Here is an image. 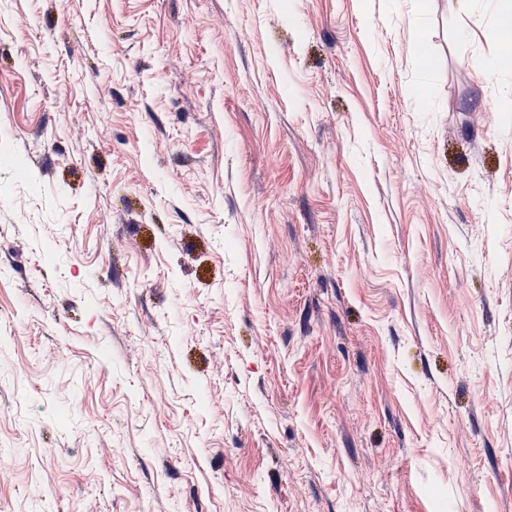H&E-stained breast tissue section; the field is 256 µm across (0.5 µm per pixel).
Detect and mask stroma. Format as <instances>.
Instances as JSON below:
<instances>
[{"label": "stroma", "mask_w": 512, "mask_h": 512, "mask_svg": "<svg viewBox=\"0 0 512 512\" xmlns=\"http://www.w3.org/2000/svg\"><path fill=\"white\" fill-rule=\"evenodd\" d=\"M501 33L0 0V512H512Z\"/></svg>", "instance_id": "35a3bbf8"}]
</instances>
